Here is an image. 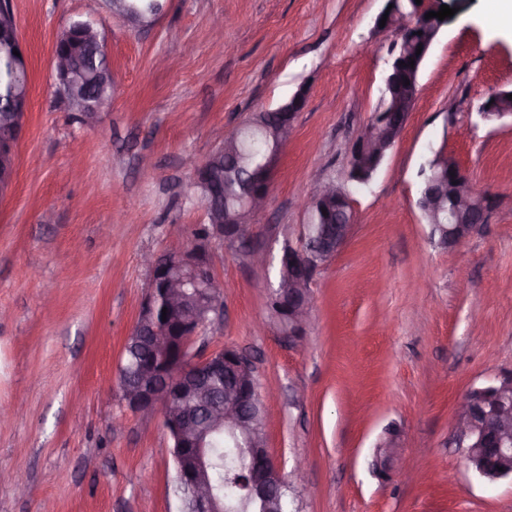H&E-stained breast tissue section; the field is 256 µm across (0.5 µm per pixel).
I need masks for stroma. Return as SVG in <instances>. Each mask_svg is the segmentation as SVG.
<instances>
[{
  "label": "stroma",
  "mask_w": 512,
  "mask_h": 512,
  "mask_svg": "<svg viewBox=\"0 0 512 512\" xmlns=\"http://www.w3.org/2000/svg\"><path fill=\"white\" fill-rule=\"evenodd\" d=\"M12 3L30 94L0 195V472L15 477L0 481V512H178L162 417L119 399L149 280L141 256L191 245L206 221L186 158L205 161L225 130L301 88L306 104L252 220L272 264L210 244L224 319L209 346L252 359L268 448L301 512H512V480H478L454 429L470 387L512 370V119L478 113L512 90V35L486 25L487 0H454L400 138L354 191L351 234L315 276L302 350L270 316L274 259L307 223L317 184L343 183L347 147L377 107L393 41L374 28L384 0H165L147 28L103 0ZM89 17L113 79L94 128L73 120L51 69L56 36ZM438 153L497 201L450 250L430 242L415 205L418 172ZM391 425L401 469L384 481L372 463Z\"/></svg>",
  "instance_id": "1"
}]
</instances>
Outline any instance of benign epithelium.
Wrapping results in <instances>:
<instances>
[{"label": "benign epithelium", "mask_w": 512, "mask_h": 512, "mask_svg": "<svg viewBox=\"0 0 512 512\" xmlns=\"http://www.w3.org/2000/svg\"><path fill=\"white\" fill-rule=\"evenodd\" d=\"M444 0H421L412 10L391 9L380 11L375 27L386 19L383 30L394 34V48L387 70L393 72L386 81L394 89L395 76L412 62L413 74H418L434 39L447 25L448 20L427 19L429 11L437 12ZM14 15L11 0H0V43L11 45L19 52L14 57L16 73L28 70V60L17 24L10 23ZM85 42L102 54H107L104 35L93 21L81 22ZM413 29H422L426 38L421 53L410 58L404 36ZM52 69L56 86L64 99H69L70 89L83 83L82 71L59 48L52 53ZM15 107L0 120V190L12 182L15 165V148L25 129L28 98L14 97ZM306 102L303 89H298L288 102L277 108L282 115L281 131L292 133L295 117ZM404 123L393 120L388 127L369 122L348 147V172L366 171V163L385 157L400 137ZM224 166L230 167L238 158V140L233 131L224 135ZM270 182L257 192L244 188L240 195L247 212L257 214L266 206ZM448 203V235L438 244L443 249L456 248L479 234L494 198L477 188L458 165L448 167V172L434 173L426 178L418 190L416 206L422 212L435 213L443 203ZM207 223L211 224L209 236L197 238L188 248L164 254H145L142 263L149 269L148 289L143 297L138 317L131 335L140 346L159 355H166L178 346L176 357H169L165 364L133 368L120 374V395L131 410L144 415L162 416L164 425L186 457L179 478L189 485L195 499L196 512H222L206 480V445L201 438L200 417L196 410L207 395L213 380L229 373L232 379L227 387L226 401L211 406L206 412V423L213 429L229 433L255 428L250 407L261 395L250 357L233 348L207 350L206 331L223 319L222 289L210 261L209 241L215 236L246 251L250 259L265 262L264 253L252 245V225L223 217L218 206H204ZM336 210L347 216L353 214L351 193L332 181L322 182L306 203L311 216L322 210ZM352 220L339 226L336 235L310 240L304 230H299L294 240L285 239L281 248L280 268L288 272V282L280 284L270 295V307L277 319V328L283 341L292 349L302 347L308 336L313 295L312 285L320 267L336 256L347 242ZM167 308V316L183 319L182 335H170L169 321L155 316L156 307ZM459 447L468 468L480 480L493 483L512 478V371L500 374L488 383L471 388L463 398L455 421ZM399 429L390 426L385 430L374 461L377 476L386 478L397 471ZM253 457L248 490L259 501L278 497L285 487V479L270 454L267 443L250 447Z\"/></svg>", "instance_id": "benign-epithelium-1"}]
</instances>
